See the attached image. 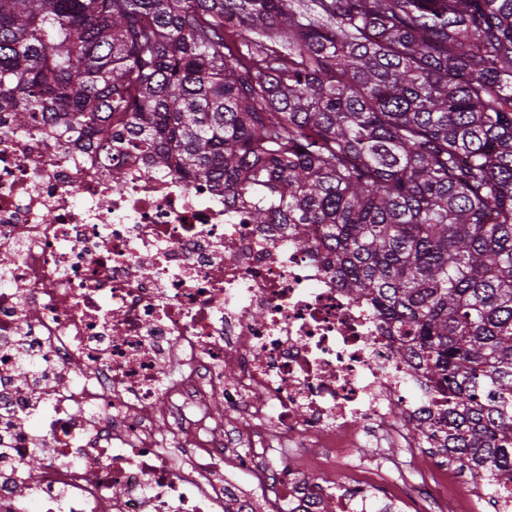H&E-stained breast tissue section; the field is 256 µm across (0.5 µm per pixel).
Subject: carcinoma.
I'll return each mask as SVG.
<instances>
[{"label": "carcinoma", "instance_id": "1", "mask_svg": "<svg viewBox=\"0 0 512 512\" xmlns=\"http://www.w3.org/2000/svg\"><path fill=\"white\" fill-rule=\"evenodd\" d=\"M0 114L290 231L448 394L449 459L512 487V0H0Z\"/></svg>", "mask_w": 512, "mask_h": 512}]
</instances>
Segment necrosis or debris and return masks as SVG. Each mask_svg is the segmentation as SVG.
Segmentation results:
<instances>
[{"mask_svg": "<svg viewBox=\"0 0 512 512\" xmlns=\"http://www.w3.org/2000/svg\"><path fill=\"white\" fill-rule=\"evenodd\" d=\"M121 165L48 125L0 136V512H376L271 447L359 472L367 424L410 449L376 465L409 501L448 400L398 336L213 184Z\"/></svg>", "mask_w": 512, "mask_h": 512, "instance_id": "obj_1", "label": "necrosis or debris"}]
</instances>
